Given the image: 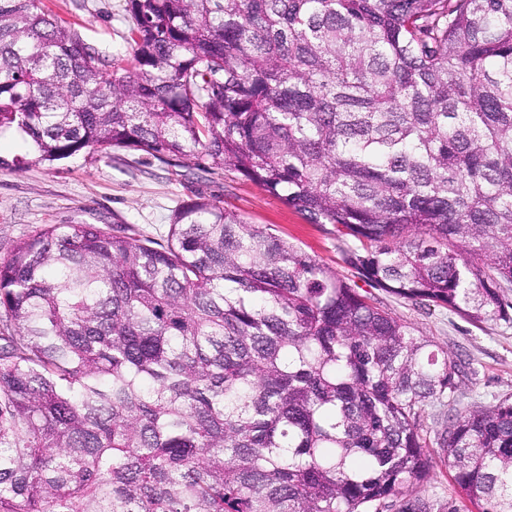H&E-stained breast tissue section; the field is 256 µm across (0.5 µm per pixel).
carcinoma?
Returning a JSON list of instances; mask_svg holds the SVG:
<instances>
[{
  "instance_id": "1",
  "label": "carcinoma",
  "mask_w": 512,
  "mask_h": 512,
  "mask_svg": "<svg viewBox=\"0 0 512 512\" xmlns=\"http://www.w3.org/2000/svg\"><path fill=\"white\" fill-rule=\"evenodd\" d=\"M114 68L0 0L36 161L232 170L371 288L512 325V0H127ZM356 280L199 195L167 239L43 224L0 260V512H512V397ZM432 406L454 411L433 433ZM435 473L429 483L415 486L414 491L420 496L440 500L444 503L448 501L451 502V500L455 502L454 499L457 498V496L448 467L439 465Z\"/></svg>"
}]
</instances>
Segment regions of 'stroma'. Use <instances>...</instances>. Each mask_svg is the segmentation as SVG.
<instances>
[{
  "instance_id": "1",
  "label": "stroma",
  "mask_w": 512,
  "mask_h": 512,
  "mask_svg": "<svg viewBox=\"0 0 512 512\" xmlns=\"http://www.w3.org/2000/svg\"><path fill=\"white\" fill-rule=\"evenodd\" d=\"M40 5L78 29L112 66L126 65L132 53L126 0H41ZM196 173L191 160L170 167L133 150L109 158L83 153L53 167L32 160L20 170L0 169V259L44 224L131 225L160 240L176 205L201 193L345 273L338 243L323 227L236 172L216 170L202 180ZM378 298L466 371L462 403L487 405L512 394V327L480 329L446 309L430 312L384 292Z\"/></svg>"
}]
</instances>
